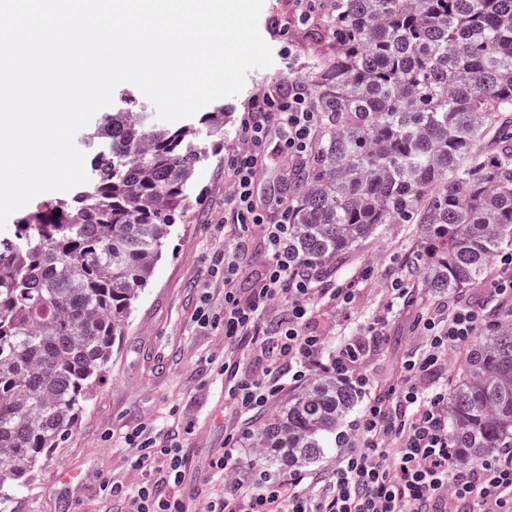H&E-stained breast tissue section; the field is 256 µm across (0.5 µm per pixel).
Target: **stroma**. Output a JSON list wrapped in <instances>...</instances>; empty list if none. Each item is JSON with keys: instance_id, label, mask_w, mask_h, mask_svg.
Instances as JSON below:
<instances>
[{"instance_id": "obj_1", "label": "stroma", "mask_w": 512, "mask_h": 512, "mask_svg": "<svg viewBox=\"0 0 512 512\" xmlns=\"http://www.w3.org/2000/svg\"><path fill=\"white\" fill-rule=\"evenodd\" d=\"M307 28L297 0H265L259 31L272 49V65L251 70L241 93L224 98L228 117L222 142L199 131L196 146L202 159L188 207L75 432L62 447L53 449L12 499L0 505V512H116L119 503L112 498L113 484L133 489L149 478L125 444L126 436L139 430L176 444L185 456L184 480L177 492L189 512H196L203 497L223 489V474L210 468L212 457L222 448H232L238 459L239 486L252 487L259 466L242 435L256 431L275 407L267 405L257 417L228 425L233 405L230 382L224 376V332L219 325L201 323L199 315L219 312L224 301V284L214 270L225 245L224 206L231 201L224 165L240 145V118L261 90L284 93L291 84H309L318 58L330 44L309 38ZM299 192L298 182L288 173L287 159L271 154L256 183L257 195L292 202ZM419 233L415 224L382 225L377 235L336 263L330 275L333 284L346 285L368 265L378 270L380 278L362 291L352 310L330 304L314 307L309 327L326 336L328 352L362 328L382 306L386 278L406 274ZM419 341L412 312L396 314L386 340L366 357L372 376L389 379ZM67 468L85 472L83 486L55 480V471Z\"/></svg>"}]
</instances>
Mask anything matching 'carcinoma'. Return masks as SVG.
I'll use <instances>...</instances> for the list:
<instances>
[{
    "mask_svg": "<svg viewBox=\"0 0 512 512\" xmlns=\"http://www.w3.org/2000/svg\"><path fill=\"white\" fill-rule=\"evenodd\" d=\"M313 83L328 124L297 171L288 258L326 278L383 224L421 225L411 272L423 288L474 284L512 250V0H335ZM226 112L178 128L112 112L93 132L89 181L26 211L0 235V502L74 429L186 209L197 127L223 138ZM359 391L334 372L302 383L249 436L280 469L336 445ZM454 461L512 448V307L478 327L448 389Z\"/></svg>",
    "mask_w": 512,
    "mask_h": 512,
    "instance_id": "1",
    "label": "carcinoma"
}]
</instances>
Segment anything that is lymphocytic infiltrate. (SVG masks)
I'll use <instances>...</instances> for the list:
<instances>
[{
  "label": "lymphocytic infiltrate",
  "instance_id": "obj_1",
  "mask_svg": "<svg viewBox=\"0 0 512 512\" xmlns=\"http://www.w3.org/2000/svg\"><path fill=\"white\" fill-rule=\"evenodd\" d=\"M311 94L303 88L255 96L240 120L242 146L227 162L234 195L224 210V224L234 245L224 251V375L237 415L248 416L283 391L285 383L305 380L319 362L325 341L308 329L315 302L326 300L348 309L373 274L361 273L347 285L328 286L314 273L293 266L283 241L288 235V206L268 204L255 194V182L269 161V143L280 137L289 161L305 159L321 126ZM259 228L269 264L249 293L238 279L247 266L248 231ZM285 302L282 316L268 324L273 300ZM416 310L415 330L422 346L405 360L398 376L379 383L363 372L368 342L383 339L390 313ZM484 307L461 299L436 301L402 277L393 278L384 308L374 313L361 337L337 347L330 366L371 397L354 425L355 438L323 476L260 475L255 487L241 490L225 483L211 497L207 512H512V451L463 471L448 446V389L431 383L449 348L461 347L483 321ZM265 362L258 379L240 376L242 353ZM138 467L154 472L150 481L128 491L113 485V497L128 504L126 512H187L182 497L169 494L182 478L180 449L157 446L131 436Z\"/></svg>",
  "mask_w": 512,
  "mask_h": 512
}]
</instances>
